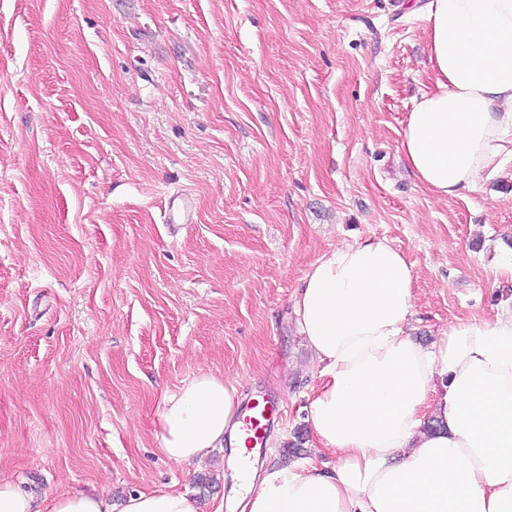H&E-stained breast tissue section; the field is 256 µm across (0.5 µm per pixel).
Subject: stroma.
Wrapping results in <instances>:
<instances>
[{
	"mask_svg": "<svg viewBox=\"0 0 512 512\" xmlns=\"http://www.w3.org/2000/svg\"><path fill=\"white\" fill-rule=\"evenodd\" d=\"M432 78L405 0H0V480L116 504L207 477L217 512L227 450L155 438L201 373L277 403L261 463L335 466L292 305L337 246L404 254L419 344L512 309V178L440 199L398 152Z\"/></svg>",
	"mask_w": 512,
	"mask_h": 512,
	"instance_id": "35a3bbf8",
	"label": "stroma"
}]
</instances>
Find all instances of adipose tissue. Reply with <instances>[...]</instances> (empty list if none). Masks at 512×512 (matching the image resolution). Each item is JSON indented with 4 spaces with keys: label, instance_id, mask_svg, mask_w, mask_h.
Instances as JSON below:
<instances>
[{
    "label": "adipose tissue",
    "instance_id": "obj_1",
    "mask_svg": "<svg viewBox=\"0 0 512 512\" xmlns=\"http://www.w3.org/2000/svg\"><path fill=\"white\" fill-rule=\"evenodd\" d=\"M434 74L399 150L439 198L512 160V0H407ZM413 272L387 240L331 249L295 292L299 333L323 382L306 419L332 470L298 462L242 473L238 391L201 373L164 394L156 440L184 464L228 447L231 512H512V311L454 323L429 346L409 333ZM443 392H436V385ZM0 512H110L73 491L38 506L0 480ZM119 512H202L183 491L128 495Z\"/></svg>",
    "mask_w": 512,
    "mask_h": 512
}]
</instances>
